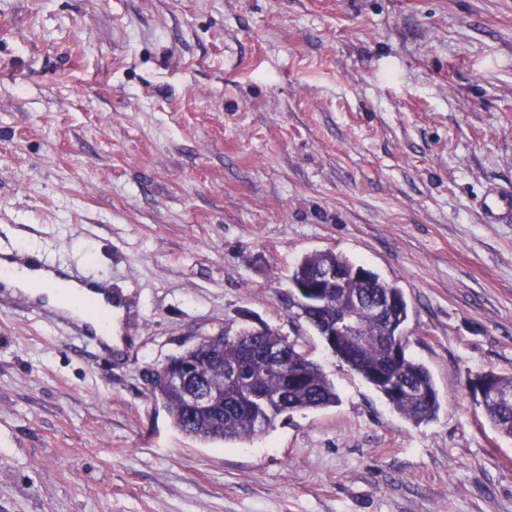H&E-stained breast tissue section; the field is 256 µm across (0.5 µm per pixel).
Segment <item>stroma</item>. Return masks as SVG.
<instances>
[{
	"mask_svg": "<svg viewBox=\"0 0 512 512\" xmlns=\"http://www.w3.org/2000/svg\"><path fill=\"white\" fill-rule=\"evenodd\" d=\"M512 0H0V250L111 281V354L0 306V512H512ZM331 250L397 286L441 397L415 424L290 288ZM300 338L339 395L201 442L150 373L198 336ZM483 212L488 224H495L512 215V194H488L483 202ZM480 403L484 406L489 422L497 431L505 437L512 438V404L494 398L485 399Z\"/></svg>",
	"mask_w": 512,
	"mask_h": 512,
	"instance_id": "obj_1",
	"label": "stroma"
}]
</instances>
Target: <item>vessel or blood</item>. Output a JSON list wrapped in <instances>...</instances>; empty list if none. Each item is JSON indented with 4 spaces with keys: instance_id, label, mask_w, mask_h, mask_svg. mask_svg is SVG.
<instances>
[{
    "instance_id": "b4317fda",
    "label": "vessel or blood",
    "mask_w": 512,
    "mask_h": 512,
    "mask_svg": "<svg viewBox=\"0 0 512 512\" xmlns=\"http://www.w3.org/2000/svg\"><path fill=\"white\" fill-rule=\"evenodd\" d=\"M483 212L488 223L512 215V194H488L483 202ZM18 272L33 280L43 290L29 305L32 313L42 319H50L52 311L44 296L45 290L67 285L77 305L92 303L95 312L87 317L74 316L65 323L66 331L73 336L86 337L91 342H99L111 314L105 298L112 293L108 280L90 277L79 269L64 270L45 262L31 253L0 252V302L8 298L12 290L11 272Z\"/></svg>"
}]
</instances>
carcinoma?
Listing matches in <instances>:
<instances>
[{"instance_id": "obj_1", "label": "carcinoma", "mask_w": 512, "mask_h": 512, "mask_svg": "<svg viewBox=\"0 0 512 512\" xmlns=\"http://www.w3.org/2000/svg\"><path fill=\"white\" fill-rule=\"evenodd\" d=\"M354 265L333 251H323L304 258L294 269L291 279L311 282L325 267L347 269ZM355 295L360 307L353 318L354 329L336 337L340 360L378 390L392 408L421 424L434 419L441 407L440 395L429 370L416 362L403 348L391 358V343L400 334L406 341L404 326L408 304L396 286L375 275L368 280L347 277L345 287L329 290L320 296L325 302L319 323L336 318V309L344 294ZM279 348L285 359L274 367L267 351ZM224 362V407L218 412L189 414L182 387L155 383L152 394L168 411L173 424L185 435L202 441H245L275 427L284 414L322 409L336 405L338 395L309 353L297 341L266 327L258 336L243 328L218 345L186 347L168 358L175 367L190 365L192 379L199 385L210 383L208 366ZM235 372L241 385L229 383L227 373ZM486 417L497 431L512 438V404L494 398L481 401Z\"/></svg>"}]
</instances>
